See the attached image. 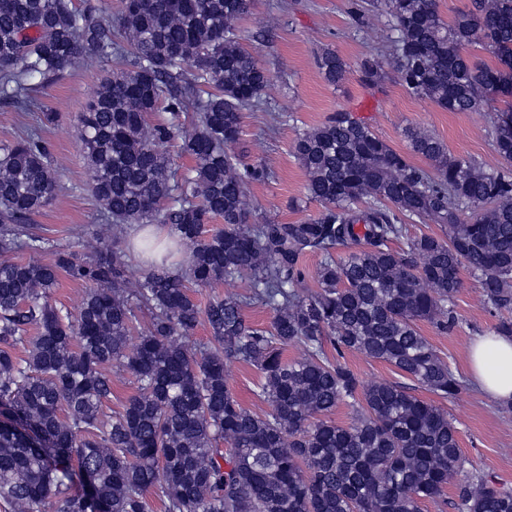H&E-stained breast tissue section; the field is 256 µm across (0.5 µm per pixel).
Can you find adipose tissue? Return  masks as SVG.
Listing matches in <instances>:
<instances>
[{
    "label": "adipose tissue",
    "mask_w": 512,
    "mask_h": 512,
    "mask_svg": "<svg viewBox=\"0 0 512 512\" xmlns=\"http://www.w3.org/2000/svg\"><path fill=\"white\" fill-rule=\"evenodd\" d=\"M466 363L472 381L487 398L512 403V337H479L470 345Z\"/></svg>",
    "instance_id": "adipose-tissue-1"
}]
</instances>
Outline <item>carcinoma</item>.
<instances>
[{
    "mask_svg": "<svg viewBox=\"0 0 512 512\" xmlns=\"http://www.w3.org/2000/svg\"><path fill=\"white\" fill-rule=\"evenodd\" d=\"M250 6L122 0L112 20L71 0H0V100L20 111L84 58L125 62L79 119L91 190L112 239L162 224L184 250L176 267L163 258L135 269L115 245L80 256L31 233L30 215L61 188L41 136L55 113L0 144V411L13 418L0 424V501L9 512H148L151 491L165 512H421L464 467L441 406L401 383H364L342 358L384 362L441 400L459 391L418 323L456 326L463 266L484 303L512 310V167L488 169L409 128L421 167L338 110L293 147L306 197L322 210L250 223L248 191L270 178L234 150L243 113L265 105L270 85L237 27ZM371 13L385 17L388 45L359 60L361 82L378 87L391 70L409 95L444 111L496 105L487 136L512 162V0H469L449 21L438 0H350L357 29ZM473 45L492 63H471ZM316 65L334 86L350 69L329 48ZM160 106L167 116L146 128ZM190 113L181 152L193 166L177 180L168 144ZM218 220L224 227L209 228ZM409 221L442 234L412 237ZM308 252L321 255L315 290L300 268ZM63 273L85 285L74 313L53 299ZM222 282L246 293L194 299ZM254 303L274 310L270 325L246 319ZM201 323L208 341L184 343ZM294 343L305 354L290 361ZM232 362L259 370L268 413L233 394ZM112 367L138 390L107 415ZM341 403L356 414L351 426L331 419ZM455 508L512 512V490L473 474Z\"/></svg>",
    "mask_w": 512,
    "mask_h": 512,
    "instance_id": "cac0c4a2",
    "label": "carcinoma"
}]
</instances>
